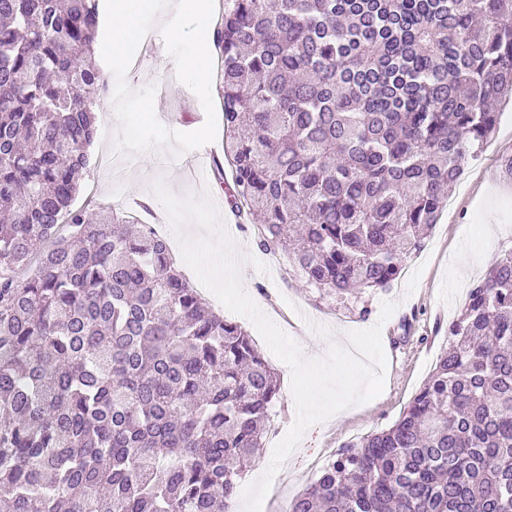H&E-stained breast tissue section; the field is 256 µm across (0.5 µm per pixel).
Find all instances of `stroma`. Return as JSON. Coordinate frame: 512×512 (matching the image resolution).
Here are the masks:
<instances>
[{
  "label": "stroma",
  "instance_id": "obj_1",
  "mask_svg": "<svg viewBox=\"0 0 512 512\" xmlns=\"http://www.w3.org/2000/svg\"><path fill=\"white\" fill-rule=\"evenodd\" d=\"M155 43L154 60L128 72L127 82L136 90L158 86L154 100L157 117L169 114L181 131L196 130L205 121L203 107L177 80L163 37H156ZM501 110L495 133L480 156L465 167L424 247L404 261L400 276L389 288L337 297L306 286L287 253L260 250L251 221L242 220L235 239L244 253L275 264L269 274L247 268L242 275L244 289L279 328L320 358L328 341L315 331L301 330L307 317L316 318L320 326L343 337L377 325L387 357L383 393L307 429L296 451L276 474L263 502L265 512H289L293 499L346 445L390 426L400 416L447 345L448 325L464 305L471 283L512 250V177L503 176L500 168L503 158L512 157V102L503 104ZM113 149L112 139L99 138L90 150L85 181L94 186L90 197L99 203L111 191L106 159ZM159 177L177 194L199 193L183 173L181 162L168 151L156 150L138 154L127 170L121 187L123 200L150 197L151 183ZM90 197L78 194L76 206H83ZM386 301L397 302L398 307L384 321L380 313ZM225 317L245 329L280 376L279 396L270 412L271 427L264 446L242 477L247 484L269 465L275 444L295 420L296 408L289 367L272 354L246 317L230 311Z\"/></svg>",
  "mask_w": 512,
  "mask_h": 512
}]
</instances>
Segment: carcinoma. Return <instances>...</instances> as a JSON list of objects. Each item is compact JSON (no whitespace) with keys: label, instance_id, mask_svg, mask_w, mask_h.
I'll list each match as a JSON object with an SVG mask.
<instances>
[{"label":"carcinoma","instance_id":"carcinoma-1","mask_svg":"<svg viewBox=\"0 0 512 512\" xmlns=\"http://www.w3.org/2000/svg\"><path fill=\"white\" fill-rule=\"evenodd\" d=\"M97 0H0V502L224 512L278 375L151 225L76 207ZM228 203L329 294L387 288L512 98V0H224ZM292 512H512V251L388 428Z\"/></svg>","mask_w":512,"mask_h":512}]
</instances>
